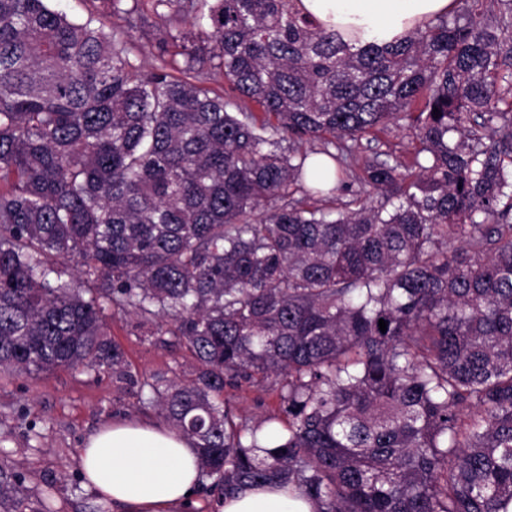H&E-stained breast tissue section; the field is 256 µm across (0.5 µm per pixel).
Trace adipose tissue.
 <instances>
[{
  "label": "adipose tissue",
  "instance_id": "obj_1",
  "mask_svg": "<svg viewBox=\"0 0 512 512\" xmlns=\"http://www.w3.org/2000/svg\"><path fill=\"white\" fill-rule=\"evenodd\" d=\"M299 6L342 34L387 44L448 13L455 0H299ZM79 466L113 512H184L199 485L193 441L160 424L104 426L85 442ZM216 512H313V505L288 488L261 486L220 500Z\"/></svg>",
  "mask_w": 512,
  "mask_h": 512
}]
</instances>
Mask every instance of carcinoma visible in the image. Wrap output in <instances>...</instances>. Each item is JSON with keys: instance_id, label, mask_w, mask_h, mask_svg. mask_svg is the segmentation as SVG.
I'll return each instance as SVG.
<instances>
[{"instance_id": "1", "label": "carcinoma", "mask_w": 512, "mask_h": 512, "mask_svg": "<svg viewBox=\"0 0 512 512\" xmlns=\"http://www.w3.org/2000/svg\"><path fill=\"white\" fill-rule=\"evenodd\" d=\"M49 2L0 0V373L131 381L106 309L133 314L194 360L141 390L204 492L512 512V0L360 47L298 0H151L150 71L143 0ZM401 120L411 161L358 178L386 201L328 207ZM243 382L280 413L243 420ZM25 481L0 460V512H48ZM156 40L154 27H146L143 31L135 33L133 52L137 64L141 65L144 70H149L154 62Z\"/></svg>"}]
</instances>
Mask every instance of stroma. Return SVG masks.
<instances>
[{"label": "stroma", "mask_w": 512, "mask_h": 512, "mask_svg": "<svg viewBox=\"0 0 512 512\" xmlns=\"http://www.w3.org/2000/svg\"><path fill=\"white\" fill-rule=\"evenodd\" d=\"M413 150L407 124L400 121L377 139L362 140L351 165L357 170L364 160L385 154L405 160ZM107 322L133 375L188 377V353L149 336L136 316L111 315ZM224 396L252 422L277 413L279 407L276 393L265 384L228 386ZM157 418L156 411L143 409L137 386L108 371L60 367L37 377L0 373V452L25 476L33 493H50L52 512H112L81 476V448L90 435L112 422Z\"/></svg>", "instance_id": "stroma-1"}]
</instances>
